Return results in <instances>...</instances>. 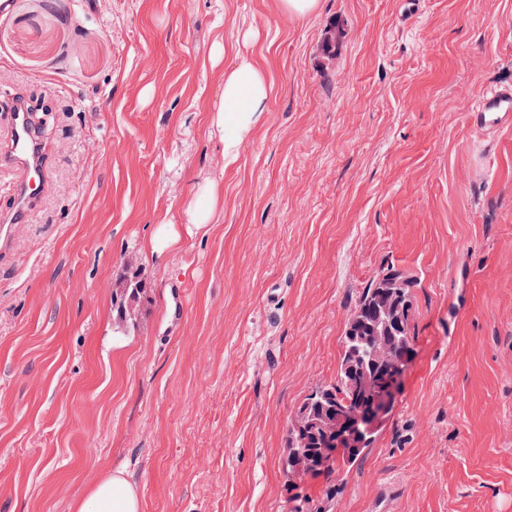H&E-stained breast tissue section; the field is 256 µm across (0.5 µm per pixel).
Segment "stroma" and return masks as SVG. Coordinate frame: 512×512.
<instances>
[{
  "label": "stroma",
  "instance_id": "obj_1",
  "mask_svg": "<svg viewBox=\"0 0 512 512\" xmlns=\"http://www.w3.org/2000/svg\"><path fill=\"white\" fill-rule=\"evenodd\" d=\"M241 48L271 90L228 165ZM496 86L512 0H8L0 144L24 98L45 190L0 248V512H72L117 468L144 512H512V123L470 121ZM390 266L417 281L393 414L290 481V422ZM201 195L209 200V205L202 208L194 204L187 210L188 224H195L197 227L211 224L216 205L220 198V184L216 181L209 182L201 189ZM130 268L128 275L125 277L122 287L116 289V300L113 298L112 308L116 313V318L128 322L129 309L132 303L139 301L147 295L148 286L146 281L141 277L138 269ZM119 291V293H118Z\"/></svg>",
  "mask_w": 512,
  "mask_h": 512
}]
</instances>
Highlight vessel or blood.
<instances>
[{
    "mask_svg": "<svg viewBox=\"0 0 512 512\" xmlns=\"http://www.w3.org/2000/svg\"><path fill=\"white\" fill-rule=\"evenodd\" d=\"M473 120L481 125L512 122V89L489 90L477 103ZM0 158L17 166L18 181L0 198V246L10 242L21 214L30 207L41 186L42 146L32 124L31 115L17 107L10 117L7 146Z\"/></svg>",
    "mask_w": 512,
    "mask_h": 512,
    "instance_id": "b4317fda",
    "label": "vessel or blood"
}]
</instances>
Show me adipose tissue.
<instances>
[{
  "label": "adipose tissue",
  "instance_id": "obj_1",
  "mask_svg": "<svg viewBox=\"0 0 512 512\" xmlns=\"http://www.w3.org/2000/svg\"><path fill=\"white\" fill-rule=\"evenodd\" d=\"M270 87L262 67L248 56L224 74L223 102L210 118L224 144V159L234 162L241 146L260 124ZM74 512H143L136 486L124 470L115 469L92 485L74 505Z\"/></svg>",
  "mask_w": 512,
  "mask_h": 512
}]
</instances>
